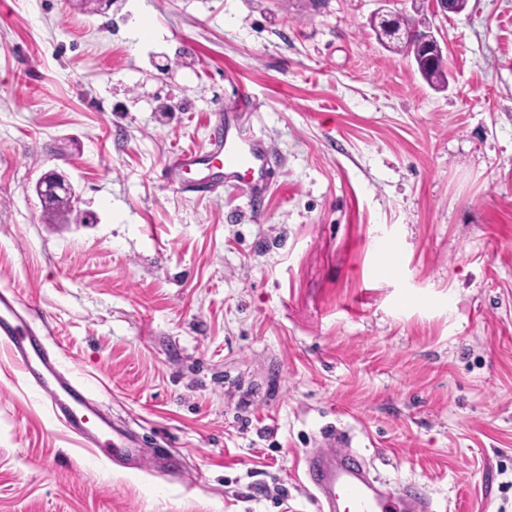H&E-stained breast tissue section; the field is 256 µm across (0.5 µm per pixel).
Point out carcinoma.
Returning a JSON list of instances; mask_svg holds the SVG:
<instances>
[{"label":"carcinoma","mask_w":512,"mask_h":512,"mask_svg":"<svg viewBox=\"0 0 512 512\" xmlns=\"http://www.w3.org/2000/svg\"><path fill=\"white\" fill-rule=\"evenodd\" d=\"M370 26L384 47L413 60L422 79L429 86L443 88L448 85L444 54L427 43L430 33L421 29L415 18L402 13L387 20L376 15L371 19ZM72 201L71 196L63 195L48 202L45 206L48 219L55 220L70 212Z\"/></svg>","instance_id":"obj_1"}]
</instances>
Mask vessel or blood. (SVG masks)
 <instances>
[{
    "label": "vessel or blood",
    "instance_id": "obj_1",
    "mask_svg": "<svg viewBox=\"0 0 512 512\" xmlns=\"http://www.w3.org/2000/svg\"><path fill=\"white\" fill-rule=\"evenodd\" d=\"M245 90H238L235 109L223 113L206 149L186 148L173 153L168 168L199 194L227 186L247 185L253 199L269 188L265 142L246 128L240 115L252 111ZM23 300L12 291L0 292V347L5 348L24 381L44 398L55 418L89 448H108L113 455L129 454L122 434H111L106 418L96 409L85 380L61 365L49 331L35 328L23 315ZM327 448L305 460V476L316 492L319 512H433L429 497L388 496L368 475L363 461L328 437Z\"/></svg>",
    "mask_w": 512,
    "mask_h": 512
}]
</instances>
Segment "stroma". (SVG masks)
<instances>
[{
  "mask_svg": "<svg viewBox=\"0 0 512 512\" xmlns=\"http://www.w3.org/2000/svg\"><path fill=\"white\" fill-rule=\"evenodd\" d=\"M238 87L258 203L167 168ZM1 287L143 457L85 447L0 348V512H318L334 431L392 495L512 512V0H0ZM389 24L399 31L398 36H390L385 17L375 15L370 21V26L380 43L391 51L411 58L422 79L430 87H447V61L443 51L434 49L427 43L430 31L420 29L415 18L403 13L392 16Z\"/></svg>",
  "mask_w": 512,
  "mask_h": 512,
  "instance_id": "obj_1",
  "label": "stroma"
}]
</instances>
